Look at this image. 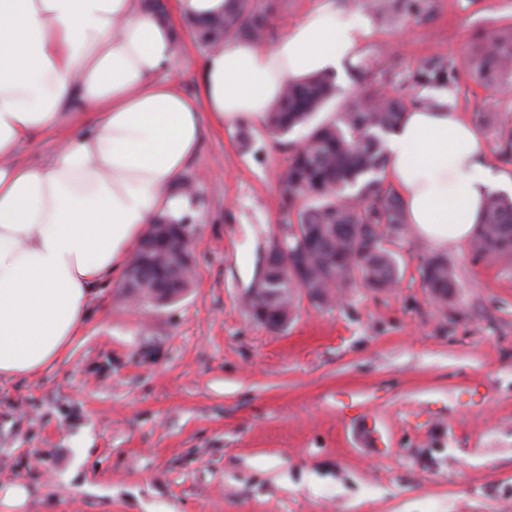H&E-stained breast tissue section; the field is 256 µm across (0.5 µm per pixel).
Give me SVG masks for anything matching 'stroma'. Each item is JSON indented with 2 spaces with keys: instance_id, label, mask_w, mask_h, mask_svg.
<instances>
[{
  "instance_id": "stroma-1",
  "label": "stroma",
  "mask_w": 512,
  "mask_h": 512,
  "mask_svg": "<svg viewBox=\"0 0 512 512\" xmlns=\"http://www.w3.org/2000/svg\"><path fill=\"white\" fill-rule=\"evenodd\" d=\"M332 3L373 33L335 73L322 121L365 90L411 97L425 60H460L512 24V0H424L417 16ZM177 50L163 78L201 98L207 49L190 22ZM451 96L467 121L512 122V93L462 75ZM200 122L185 171L191 288L151 309L117 275L93 289L58 361L0 380V486L24 483L26 512H512V269L448 246L458 286L435 305L420 275L435 248L411 233L395 245V288L358 281L328 306L301 299L286 327L257 322L245 294L305 131ZM367 423L377 447L361 444Z\"/></svg>"
}]
</instances>
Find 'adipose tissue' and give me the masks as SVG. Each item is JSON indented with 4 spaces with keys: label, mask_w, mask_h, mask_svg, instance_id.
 I'll list each match as a JSON object with an SVG mask.
<instances>
[{
    "label": "adipose tissue",
    "mask_w": 512,
    "mask_h": 512,
    "mask_svg": "<svg viewBox=\"0 0 512 512\" xmlns=\"http://www.w3.org/2000/svg\"><path fill=\"white\" fill-rule=\"evenodd\" d=\"M372 31L321 5L272 45L230 39L201 64L202 99L162 80L175 30L141 0H0V379L55 363L84 324L93 288L131 259L195 156L200 108L220 125H264L289 82L341 70ZM89 124L43 167L14 163L38 132ZM456 110L405 112L388 175L414 233L437 247L478 229L499 178Z\"/></svg>",
    "instance_id": "adipose-tissue-1"
}]
</instances>
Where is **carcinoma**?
<instances>
[{"label":"carcinoma","mask_w":512,"mask_h":512,"mask_svg":"<svg viewBox=\"0 0 512 512\" xmlns=\"http://www.w3.org/2000/svg\"><path fill=\"white\" fill-rule=\"evenodd\" d=\"M273 13L272 0L262 7L255 0H231L223 15L194 25L193 31L208 48L228 38L259 42L270 31ZM460 69L488 91L511 93L512 26L496 30L477 44L459 67L443 57L428 59L417 71L414 86L450 89ZM335 96L336 83L327 74L292 82L269 112L266 130L275 136L287 135ZM417 105L433 102L421 96L381 100L376 92L364 91L333 121L315 126L303 139L306 148L293 150L282 180L285 217L280 236L289 249L304 253L305 275L292 277L283 264L265 255L260 274L264 288L252 285L246 292L255 320L291 321L303 292L314 305L325 306L356 274L378 291L389 290L399 281V258L392 246L406 235L408 224L399 197L386 186V138L404 112ZM497 135L501 158L509 162L512 125H500ZM470 251L483 260L512 267V196L498 192L487 196ZM420 273L432 298L448 303L457 287L448 257L429 255Z\"/></svg>","instance_id":"1"}]
</instances>
